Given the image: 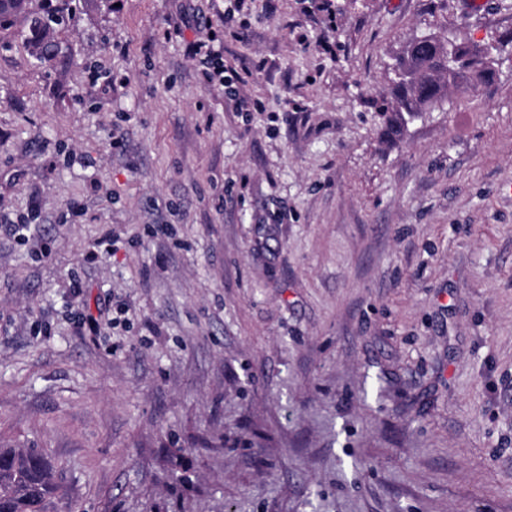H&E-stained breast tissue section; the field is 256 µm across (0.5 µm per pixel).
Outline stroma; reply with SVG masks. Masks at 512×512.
<instances>
[{
  "instance_id": "1",
  "label": "stroma",
  "mask_w": 512,
  "mask_h": 512,
  "mask_svg": "<svg viewBox=\"0 0 512 512\" xmlns=\"http://www.w3.org/2000/svg\"><path fill=\"white\" fill-rule=\"evenodd\" d=\"M229 4L79 0L63 58L0 46V434L52 512H512V45L377 125L403 43L512 0ZM208 26L259 111L184 56Z\"/></svg>"
}]
</instances>
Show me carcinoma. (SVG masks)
I'll return each instance as SVG.
<instances>
[{
    "label": "carcinoma",
    "mask_w": 512,
    "mask_h": 512,
    "mask_svg": "<svg viewBox=\"0 0 512 512\" xmlns=\"http://www.w3.org/2000/svg\"><path fill=\"white\" fill-rule=\"evenodd\" d=\"M77 0H0V40H21L41 64L61 54L59 35L76 11ZM27 30H15L18 19ZM499 47L469 44L450 37L427 35L406 42L395 57L389 102L381 107V129L389 137L403 134L409 120L441 101L448 86H473L494 74ZM60 493L55 473L44 454L34 448L0 445V512H47L48 502Z\"/></svg>",
    "instance_id": "cac0c4a2"
}]
</instances>
